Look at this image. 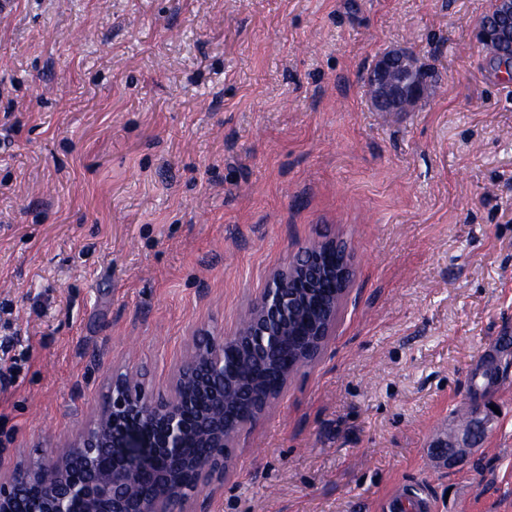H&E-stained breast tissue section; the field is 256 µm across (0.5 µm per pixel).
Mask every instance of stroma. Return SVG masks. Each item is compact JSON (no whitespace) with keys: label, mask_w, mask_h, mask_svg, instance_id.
Wrapping results in <instances>:
<instances>
[{"label":"stroma","mask_w":512,"mask_h":512,"mask_svg":"<svg viewBox=\"0 0 512 512\" xmlns=\"http://www.w3.org/2000/svg\"><path fill=\"white\" fill-rule=\"evenodd\" d=\"M491 0H9L0 10V303L26 352L0 466L69 446L112 372L166 393L310 242L355 278L322 358L231 450L209 512H512V79ZM394 46L437 80L386 115ZM497 379L472 393L471 374ZM482 444L439 457L458 410ZM494 13L477 30L480 45L498 50L508 35V25H512V0H496Z\"/></svg>","instance_id":"1"}]
</instances>
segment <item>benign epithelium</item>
Returning <instances> with one entry per match:
<instances>
[{
    "mask_svg": "<svg viewBox=\"0 0 512 512\" xmlns=\"http://www.w3.org/2000/svg\"><path fill=\"white\" fill-rule=\"evenodd\" d=\"M512 25V0H495L478 27L479 44L497 49ZM368 100L376 112H410L429 93L432 73L407 47L379 55ZM344 247L314 243L275 270L246 314V329L193 338L170 393L146 394L141 373L113 371L106 409L77 430L68 448H41L43 467L28 461L0 474V512H192L206 486L228 469L227 449L269 412L288 382L315 363L336 332L354 270L350 252L333 264L319 255ZM249 359L268 377L224 367ZM490 418L473 412L465 428L438 437L442 454L462 456L485 437ZM212 448L197 458L192 449Z\"/></svg>",
    "mask_w": 512,
    "mask_h": 512,
    "instance_id": "1",
    "label": "benign epithelium"
}]
</instances>
